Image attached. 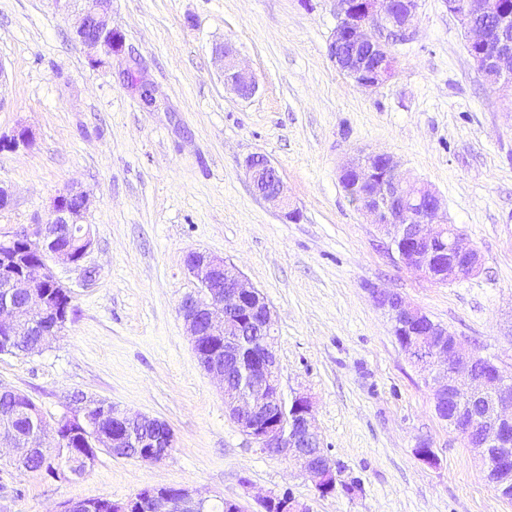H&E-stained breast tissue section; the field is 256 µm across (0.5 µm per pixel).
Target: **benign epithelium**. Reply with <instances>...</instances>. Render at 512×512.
Returning <instances> with one entry per match:
<instances>
[{
	"instance_id": "obj_1",
	"label": "benign epithelium",
	"mask_w": 512,
	"mask_h": 512,
	"mask_svg": "<svg viewBox=\"0 0 512 512\" xmlns=\"http://www.w3.org/2000/svg\"><path fill=\"white\" fill-rule=\"evenodd\" d=\"M87 6L75 13L74 35L88 59L99 64L123 49L121 34L112 26V0H83ZM336 25L328 43V55L350 84L359 90L381 86L394 76L398 59L396 42L415 34L414 21L420 0H331ZM467 34L470 57L483 79L493 82L503 95L512 92V15L501 0H448ZM224 76V88L247 100L258 91L256 77L237 62V50L229 42L214 49ZM127 82L140 92L144 103L155 104L151 90L134 72ZM32 132L19 127L0 134V150L27 148ZM400 164L388 152H361L346 159L338 170L339 182L354 179L358 187L354 206L390 239V250L405 268L431 281L447 284L475 275L481 268L479 251L453 224L439 220L443 204L429 185L403 178ZM245 173L255 193L285 218H297L288 209V198L277 168L264 156L244 161ZM88 197L66 188L53 197L46 222L22 226L0 240V335L20 343L37 321L51 319L42 327L37 347L60 333L68 314L56 309L37 290L35 277L14 272L21 254L13 244L25 242L28 250L47 258L39 276L62 287L54 267L81 266L92 246L90 226L84 217ZM185 267L197 280L196 293L180 304L179 313L188 325L193 351L200 366L223 385L225 410L242 432L261 450L297 461L320 496L336 494V463L321 447L314 431L310 399L297 394L287 401L278 387L276 356L269 339L275 325L272 310L261 292L249 284L235 266L207 252L187 254ZM374 304L390 321L411 336L410 352L424 355L426 380L431 385L439 419L467 440L472 425L464 402H485L480 436L471 451L486 467L487 481L503 496H512V378L491 359L465 347L448 328L433 321L421 308L407 303L390 288H372ZM32 429L15 441L0 434V461L16 462L26 448L53 446L65 461L58 476L80 475L93 463L75 449L56 443L60 428L81 423L89 427V441L99 448L142 450L140 459L157 463L169 456L175 442L170 426L146 415L132 417L112 402L80 397L70 401V414L50 424L33 402ZM226 512H245L235 500L203 496L186 486H154L124 502L112 503V512H211L216 503ZM263 512H310L304 502L285 490L260 501Z\"/></svg>"
}]
</instances>
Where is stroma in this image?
Listing matches in <instances>:
<instances>
[{"instance_id": "35a3bbf8", "label": "stroma", "mask_w": 512, "mask_h": 512, "mask_svg": "<svg viewBox=\"0 0 512 512\" xmlns=\"http://www.w3.org/2000/svg\"><path fill=\"white\" fill-rule=\"evenodd\" d=\"M112 24L124 49L94 66L52 0H0V132H33L30 147L0 151L13 194L0 232L44 223L68 185L88 193L94 234L82 267L57 270L72 307L62 335L0 354V384L50 422L77 392L165 420L175 446L154 464L101 452L70 480L0 464V512L179 485L245 512L284 489L311 512H512L436 416L424 373L370 295L396 289L512 375V104L478 74L447 0H421L413 39L392 46L394 77L370 91L328 57L330 0H112ZM223 41L258 80L250 99L224 88L212 55ZM129 68L154 106L127 85ZM361 150L394 154L442 196L482 256L478 274L437 284L396 263L338 181ZM252 155L276 166L297 219L255 194ZM192 251L233 263L266 297L280 391L311 398L322 448L361 493L319 496L296 462L229 418L178 313L198 289L184 267ZM423 442L436 465L417 458Z\"/></svg>"}]
</instances>
